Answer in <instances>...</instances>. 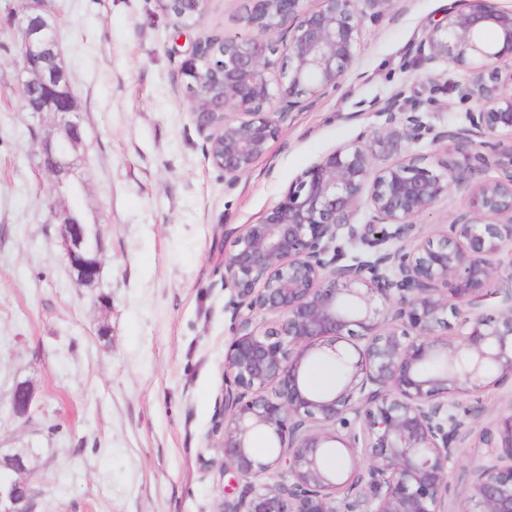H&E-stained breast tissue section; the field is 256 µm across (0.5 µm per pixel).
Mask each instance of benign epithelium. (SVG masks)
Here are the masks:
<instances>
[{"instance_id": "7a95c632", "label": "benign epithelium", "mask_w": 512, "mask_h": 512, "mask_svg": "<svg viewBox=\"0 0 512 512\" xmlns=\"http://www.w3.org/2000/svg\"><path fill=\"white\" fill-rule=\"evenodd\" d=\"M45 0L15 17L22 59L16 86L32 111L53 117L38 136L39 167L53 177L49 204L65 260L85 286L102 272L99 234L58 203L83 187L73 174L84 136L72 79ZM208 0H161L184 20ZM400 0H248V34L193 44L180 67L206 155L230 182L249 173L294 112L338 89L358 58L365 20ZM436 81L455 85L463 125L427 121L432 100L361 102L384 118L319 158L281 201L246 224L224 257L237 318L224 352V420L216 448L224 470L248 482L217 512H448L449 472L475 429L489 445L455 512H512V410L482 425L464 408L512 380V7L448 0L415 48ZM448 142L464 166L440 168L415 152ZM492 167L497 176L473 178ZM466 207L425 233L418 219L452 191ZM497 298L498 316L485 312ZM273 315L265 328L256 315ZM341 362L339 387L312 394L315 355ZM32 389L12 394L29 416ZM265 430L272 459L251 438ZM340 443L354 458L346 478L324 465ZM368 453L365 461L357 452ZM34 489L0 477V512H35Z\"/></svg>"}]
</instances>
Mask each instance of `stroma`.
<instances>
[{
    "label": "stroma",
    "mask_w": 512,
    "mask_h": 512,
    "mask_svg": "<svg viewBox=\"0 0 512 512\" xmlns=\"http://www.w3.org/2000/svg\"><path fill=\"white\" fill-rule=\"evenodd\" d=\"M447 2L407 0L365 22L353 72L230 183L206 156L180 65L199 35L243 34V0H209L195 25L159 0H46L84 128L72 206L103 247L98 283L81 286L29 134L52 121L15 86L22 2L0 0V458L28 449L36 512H215L230 480L215 448L233 338L224 256L307 167L380 127L361 100L433 98L436 125L463 124L412 52ZM19 383L35 393L26 418L12 411ZM486 451L475 433L460 448L450 512Z\"/></svg>",
    "instance_id": "35a3bbf8"
}]
</instances>
